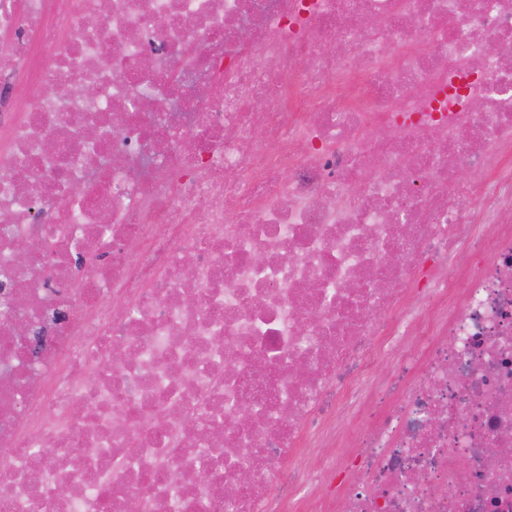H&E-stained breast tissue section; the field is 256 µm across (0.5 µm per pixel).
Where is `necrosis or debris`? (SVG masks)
<instances>
[{
  "label": "necrosis or debris",
  "instance_id": "4bbe7bcc",
  "mask_svg": "<svg viewBox=\"0 0 512 512\" xmlns=\"http://www.w3.org/2000/svg\"><path fill=\"white\" fill-rule=\"evenodd\" d=\"M1 212L0 512H512V0H0Z\"/></svg>",
  "mask_w": 512,
  "mask_h": 512
}]
</instances>
